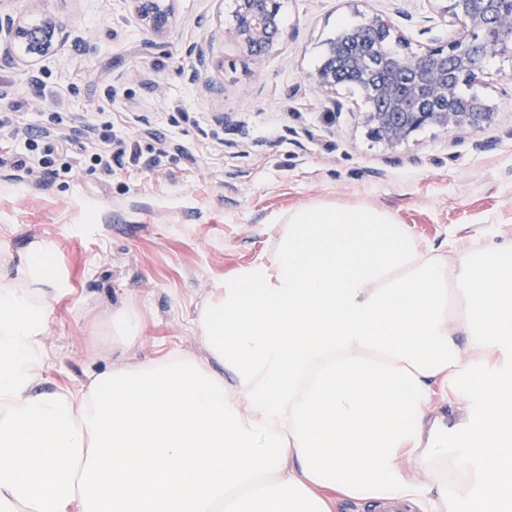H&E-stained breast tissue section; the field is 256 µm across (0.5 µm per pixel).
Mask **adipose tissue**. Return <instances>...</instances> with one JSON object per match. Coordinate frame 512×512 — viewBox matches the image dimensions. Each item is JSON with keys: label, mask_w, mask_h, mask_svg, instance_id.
I'll return each instance as SVG.
<instances>
[{"label": "adipose tissue", "mask_w": 512, "mask_h": 512, "mask_svg": "<svg viewBox=\"0 0 512 512\" xmlns=\"http://www.w3.org/2000/svg\"><path fill=\"white\" fill-rule=\"evenodd\" d=\"M59 288L43 242L0 280V512L512 504V234L437 248L383 209L297 208L192 320L223 373L171 356L47 394Z\"/></svg>", "instance_id": "adipose-tissue-1"}]
</instances>
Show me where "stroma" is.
<instances>
[{
	"mask_svg": "<svg viewBox=\"0 0 512 512\" xmlns=\"http://www.w3.org/2000/svg\"><path fill=\"white\" fill-rule=\"evenodd\" d=\"M286 37L262 67L227 33L233 0H175L165 38L127 0H0V12L49 20L66 39L32 61L0 44V91L13 129L112 125L111 176L79 146L44 141L71 173L39 183L0 163V255L54 247L61 288L43 338L40 388L76 391L92 377L171 354L212 361L191 320L225 276L268 259L289 211L328 203L388 210L439 246L512 231V58L473 85L492 118L460 135L438 127L390 148L362 121L364 92L311 87L305 76L343 26L376 14L421 52L453 41L448 0H278ZM44 94L34 96L32 76ZM139 152L132 161L131 152ZM135 303L145 333L131 348L112 310Z\"/></svg>",
	"mask_w": 512,
	"mask_h": 512,
	"instance_id": "obj_1",
	"label": "stroma"
}]
</instances>
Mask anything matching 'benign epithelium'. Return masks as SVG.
<instances>
[{"label": "benign epithelium", "mask_w": 512, "mask_h": 512, "mask_svg": "<svg viewBox=\"0 0 512 512\" xmlns=\"http://www.w3.org/2000/svg\"><path fill=\"white\" fill-rule=\"evenodd\" d=\"M137 22L157 37L174 21V0H127ZM447 13L459 25L448 48L399 52L373 41L388 27L378 15L339 32L326 43L322 64L306 75L313 87L330 92L359 84L370 100L364 113L369 136L388 146L401 144L430 126L472 133L491 119L486 106L458 92V85L479 82L488 65L512 56V0H448ZM229 34L244 44L257 63L274 54L284 38L276 0H235ZM25 43L33 59L51 56L63 41L51 22L30 25L0 17V42Z\"/></svg>", "instance_id": "1"}]
</instances>
